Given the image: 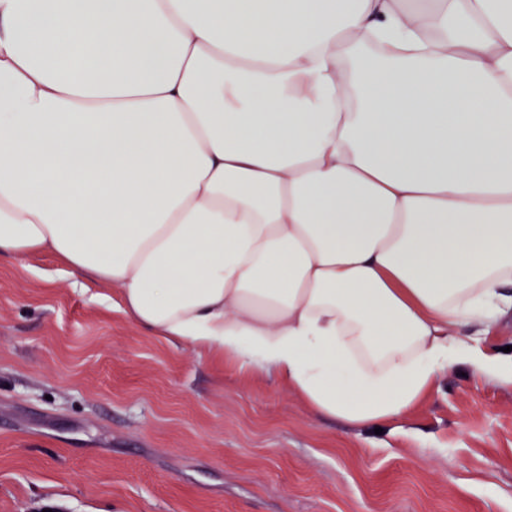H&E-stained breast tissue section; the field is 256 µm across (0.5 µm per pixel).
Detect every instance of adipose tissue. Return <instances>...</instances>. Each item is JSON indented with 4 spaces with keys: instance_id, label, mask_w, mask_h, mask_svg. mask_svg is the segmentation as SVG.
Returning a JSON list of instances; mask_svg holds the SVG:
<instances>
[{
    "instance_id": "ef3b65f1",
    "label": "adipose tissue",
    "mask_w": 512,
    "mask_h": 512,
    "mask_svg": "<svg viewBox=\"0 0 512 512\" xmlns=\"http://www.w3.org/2000/svg\"><path fill=\"white\" fill-rule=\"evenodd\" d=\"M355 426L512 313V0H0V257Z\"/></svg>"
}]
</instances>
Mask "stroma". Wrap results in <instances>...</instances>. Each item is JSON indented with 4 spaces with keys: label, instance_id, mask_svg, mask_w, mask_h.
<instances>
[{
    "label": "stroma",
    "instance_id": "stroma-1",
    "mask_svg": "<svg viewBox=\"0 0 512 512\" xmlns=\"http://www.w3.org/2000/svg\"><path fill=\"white\" fill-rule=\"evenodd\" d=\"M111 293L0 258V512H512L511 383L450 366L378 435Z\"/></svg>",
    "mask_w": 512,
    "mask_h": 512
}]
</instances>
